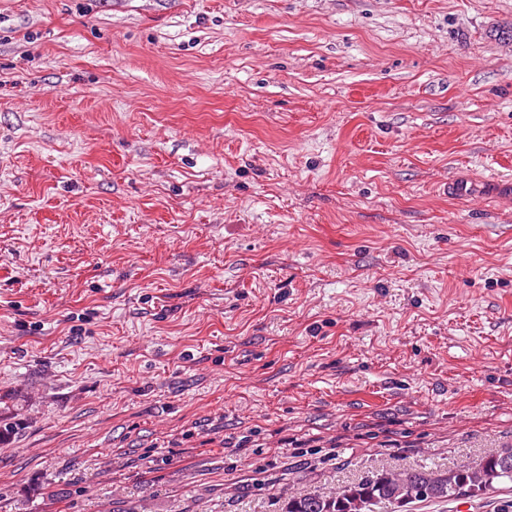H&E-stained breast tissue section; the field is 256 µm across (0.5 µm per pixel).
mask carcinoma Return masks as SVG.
<instances>
[{"mask_svg":"<svg viewBox=\"0 0 512 512\" xmlns=\"http://www.w3.org/2000/svg\"><path fill=\"white\" fill-rule=\"evenodd\" d=\"M16 396L0 397V442L13 432L8 414L14 409L11 402ZM512 466V450L491 455L474 466L459 465L446 471L438 469H413L403 474L379 471L367 474L355 482L341 486L336 491L310 493L288 499L285 512H358L355 503L369 499L373 512H388V505L403 499L408 506L415 502L452 500L460 491L481 497L502 482H512V474H504V467ZM427 485L430 493L422 497L417 486Z\"/></svg>","mask_w":512,"mask_h":512,"instance_id":"obj_1","label":"carcinoma"}]
</instances>
